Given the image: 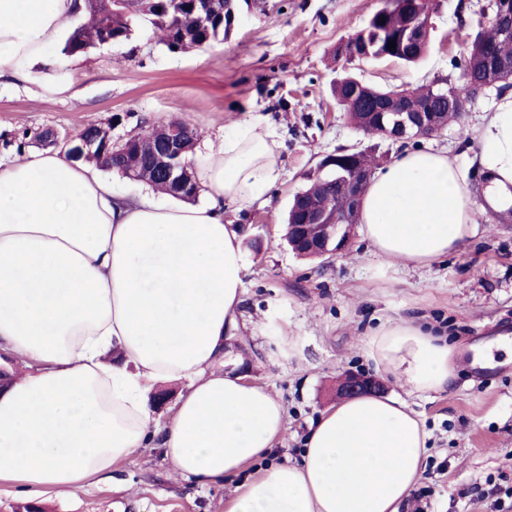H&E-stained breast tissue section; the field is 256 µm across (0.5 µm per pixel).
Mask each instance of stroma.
I'll list each match as a JSON object with an SVG mask.
<instances>
[{
    "label": "stroma",
    "mask_w": 512,
    "mask_h": 512,
    "mask_svg": "<svg viewBox=\"0 0 512 512\" xmlns=\"http://www.w3.org/2000/svg\"><path fill=\"white\" fill-rule=\"evenodd\" d=\"M489 0H441L423 59L336 60L337 46L360 30L380 0H251L228 39L199 50L172 51L148 19L135 21L119 45L63 56L32 80L0 79V158L17 148L39 150L45 128L73 136L111 123L113 138L179 119L198 142H220L228 125L262 122L277 144L281 167L266 205L230 206L225 220L246 230L248 266L244 325L225 367L248 366V381L268 386L287 410L288 429L268 469L299 459L311 421L336 403L344 373L376 371L365 355L366 334L379 320L421 316L459 347L445 390L418 394L386 382L407 400L430 435L420 486L431 487L429 512H512V357L494 351L498 367L479 374L472 345L512 336V223L483 215L463 252L415 270L389 265L354 237L328 259L297 257L275 227L284 223L305 175L339 150L356 147L388 165L399 147L366 137L348 122L332 87L345 72L366 84L413 87L438 77L457 84L452 65L489 11ZM496 93L478 98L461 124L430 138L456 156L475 198L473 152L467 145ZM234 482L201 490L173 478L154 448L137 450L113 483L47 501L48 512H224Z\"/></svg>",
    "instance_id": "35a3bbf8"
}]
</instances>
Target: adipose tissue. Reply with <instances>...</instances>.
Returning <instances> with one entry per match:
<instances>
[{"label": "adipose tissue", "mask_w": 512, "mask_h": 512, "mask_svg": "<svg viewBox=\"0 0 512 512\" xmlns=\"http://www.w3.org/2000/svg\"><path fill=\"white\" fill-rule=\"evenodd\" d=\"M76 0H0V77L30 80L69 25ZM493 179L471 194L444 149L403 150L377 171L360 222L373 253L423 267L461 249L486 205L512 207V95L475 133ZM205 201L113 192L97 168L56 151L0 160V483L29 500L111 478L155 448L179 480L238 478L226 512H400L423 471L429 435L406 400L342 399L315 420L299 461L249 477L287 430L269 387L225 371L242 317L246 262L228 205L263 202L281 176L262 123L229 129L195 158ZM366 354L389 380L437 392L453 371L445 335L417 318L388 321ZM181 390L166 418L153 393Z\"/></svg>", "instance_id": "adipose-tissue-1"}]
</instances>
